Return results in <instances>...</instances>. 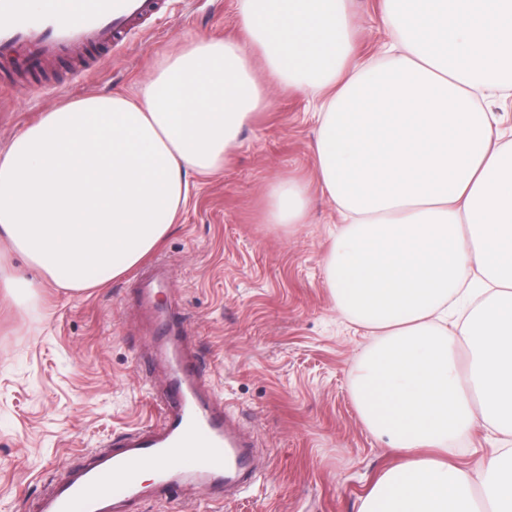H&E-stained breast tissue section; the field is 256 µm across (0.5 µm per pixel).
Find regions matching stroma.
<instances>
[{"label": "stroma", "mask_w": 512, "mask_h": 512, "mask_svg": "<svg viewBox=\"0 0 512 512\" xmlns=\"http://www.w3.org/2000/svg\"><path fill=\"white\" fill-rule=\"evenodd\" d=\"M356 59H378L382 0H349ZM237 0H165L122 45L61 61L0 92V151L43 112L92 95L136 96L191 39H238ZM269 108L242 131L221 170L191 178L188 200L155 258L172 271L157 302L179 300L208 384L259 442L266 474L217 505L186 484L180 500L146 496L137 512H358L392 461L352 396V370L374 338L334 307L325 258L340 223L320 194L316 95L266 85ZM307 182L305 223L265 220L274 183ZM132 275L84 291L44 282L0 296V512H37L49 482L83 450L156 423L164 369L150 324L132 307Z\"/></svg>", "instance_id": "1"}]
</instances>
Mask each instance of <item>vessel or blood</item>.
<instances>
[{
	"label": "vessel or blood",
	"instance_id": "b4317fda",
	"mask_svg": "<svg viewBox=\"0 0 512 512\" xmlns=\"http://www.w3.org/2000/svg\"><path fill=\"white\" fill-rule=\"evenodd\" d=\"M161 8V0H84L78 15L61 16L33 10L30 0H0V89H10L15 79L18 48L36 65L78 60L92 48L121 44L135 24ZM169 279L158 266L137 284L140 310L155 323V354L165 366L158 421L87 450L81 464L56 480L38 512H128L144 494L136 474L147 465L155 471V496L165 499L189 477L213 499L236 498L254 484L255 442L203 390L198 360L187 346L185 313L154 300Z\"/></svg>",
	"mask_w": 512,
	"mask_h": 512
}]
</instances>
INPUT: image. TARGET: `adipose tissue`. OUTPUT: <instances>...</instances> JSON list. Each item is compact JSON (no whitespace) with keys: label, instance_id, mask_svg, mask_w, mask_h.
I'll use <instances>...</instances> for the list:
<instances>
[{"label":"adipose tissue","instance_id":"obj_1","mask_svg":"<svg viewBox=\"0 0 512 512\" xmlns=\"http://www.w3.org/2000/svg\"><path fill=\"white\" fill-rule=\"evenodd\" d=\"M244 41L198 38L137 98L94 95L42 113L0 152L8 295L81 290L140 264L168 234L188 178L220 169L277 83L322 91L318 187L343 222L326 257L336 308L377 335L354 369L365 426L393 464L359 512H512V0H383L390 40L352 60L348 0H238ZM311 198L276 182L270 224ZM494 436L454 462L475 421Z\"/></svg>","mask_w":512,"mask_h":512}]
</instances>
